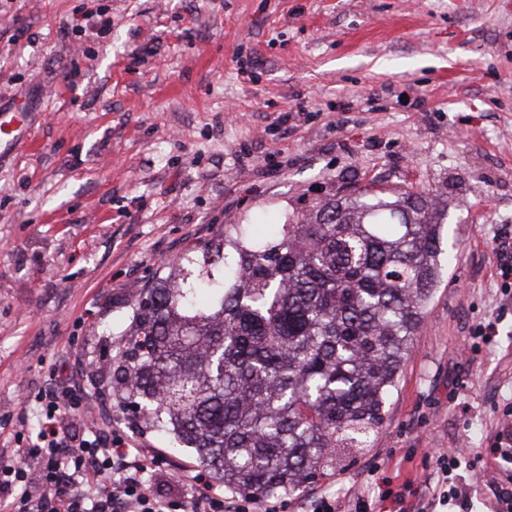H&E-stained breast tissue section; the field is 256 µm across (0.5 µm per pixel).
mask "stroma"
<instances>
[{
  "instance_id": "35a3bbf8",
  "label": "stroma",
  "mask_w": 512,
  "mask_h": 512,
  "mask_svg": "<svg viewBox=\"0 0 512 512\" xmlns=\"http://www.w3.org/2000/svg\"><path fill=\"white\" fill-rule=\"evenodd\" d=\"M103 38L64 34L88 0H0V93L37 103L30 144L0 167V449L35 435L24 397L68 368L100 428L160 449L177 492L190 451L112 400L114 340L165 263L228 224H284L364 188L448 201L441 278L370 447L310 495L367 494L421 512L454 484L507 512L512 298V0H102ZM492 323L490 342L472 336ZM457 458L442 483L436 456Z\"/></svg>"
}]
</instances>
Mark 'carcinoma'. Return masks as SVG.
Segmentation results:
<instances>
[{
  "label": "carcinoma",
  "mask_w": 512,
  "mask_h": 512,
  "mask_svg": "<svg viewBox=\"0 0 512 512\" xmlns=\"http://www.w3.org/2000/svg\"><path fill=\"white\" fill-rule=\"evenodd\" d=\"M447 211L430 190L365 189L270 236L224 225L133 304L112 395L224 491L301 490L382 427Z\"/></svg>",
  "instance_id": "carcinoma-1"
}]
</instances>
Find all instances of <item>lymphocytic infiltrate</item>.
I'll return each instance as SVG.
<instances>
[{
  "label": "lymphocytic infiltrate",
  "instance_id": "obj_1",
  "mask_svg": "<svg viewBox=\"0 0 512 512\" xmlns=\"http://www.w3.org/2000/svg\"><path fill=\"white\" fill-rule=\"evenodd\" d=\"M35 403V440L0 453V512H274L256 497L225 496L200 473L178 493L153 489L159 454L98 429L64 374Z\"/></svg>",
  "mask_w": 512,
  "mask_h": 512
}]
</instances>
